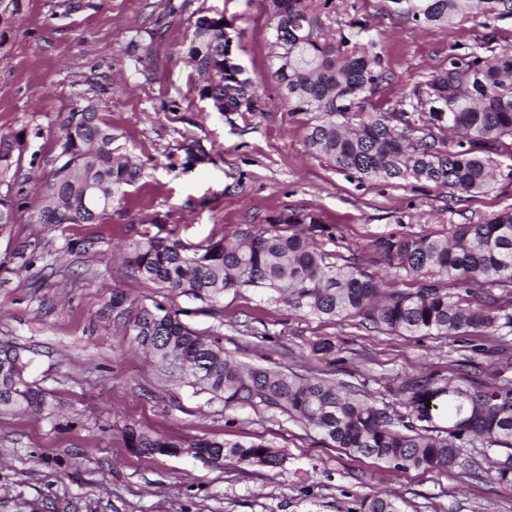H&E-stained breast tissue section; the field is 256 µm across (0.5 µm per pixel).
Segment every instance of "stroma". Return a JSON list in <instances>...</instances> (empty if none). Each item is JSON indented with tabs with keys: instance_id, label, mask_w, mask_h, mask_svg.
I'll list each match as a JSON object with an SVG mask.
<instances>
[{
	"instance_id": "35a3bbf8",
	"label": "stroma",
	"mask_w": 512,
	"mask_h": 512,
	"mask_svg": "<svg viewBox=\"0 0 512 512\" xmlns=\"http://www.w3.org/2000/svg\"><path fill=\"white\" fill-rule=\"evenodd\" d=\"M232 23V55L254 78L267 75L273 48L267 0H5L0 5V131L27 128L34 163L23 164L24 213L0 238V341L36 351L33 380L55 394L41 413L0 410V512H347L356 498L395 495L406 512H512V494L455 473L409 470L327 447L286 416L225 409L191 384L159 375L156 363L105 307L113 290L136 306L179 310L193 328L220 331L240 360L297 374L318 370L362 381L376 406L396 405L394 378L441 373L469 356L439 337L399 336L359 321L319 318L259 288L215 303L168 297L134 276L124 250L142 235L196 247L243 230L268 229L279 213L305 210L338 227L332 255L363 254L396 231L443 234L512 206V179L495 175L474 196L430 185L367 182L308 148L312 114L289 112L266 86L255 112H217L199 97L187 49L196 20ZM359 19L381 38L393 73L374 99L392 110L448 64L454 45L512 46V16L453 32L399 16L391 0H336V23ZM156 31L143 53L146 31ZM96 103L141 169L103 224L30 223L41 198L31 176L49 177L59 123ZM92 250L65 252L68 240ZM275 336L268 346L262 334ZM337 339L335 354L310 351ZM175 439L246 442L286 449L282 468H215L186 455L127 448L125 426Z\"/></svg>"
}]
</instances>
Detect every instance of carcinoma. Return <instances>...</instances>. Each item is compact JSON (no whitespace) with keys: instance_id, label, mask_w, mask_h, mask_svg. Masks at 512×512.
<instances>
[{"instance_id":"carcinoma-1","label":"carcinoma","mask_w":512,"mask_h":512,"mask_svg":"<svg viewBox=\"0 0 512 512\" xmlns=\"http://www.w3.org/2000/svg\"><path fill=\"white\" fill-rule=\"evenodd\" d=\"M395 12L425 26L453 28L459 17L512 16V0H391ZM271 38L275 65L267 75L293 113H315L307 146L338 168L372 182L444 186L450 194L485 191L500 168V147L512 139V53L476 51L448 57L443 69L385 113L373 99L391 81L381 40L358 23L330 26L335 0H274ZM229 26L214 17L196 20L188 54L202 77L199 96L219 112L258 110L256 82L229 54ZM450 131L448 145L435 131ZM59 153L45 204L30 220L46 229L61 224H101L140 176L124 159L118 137L89 104L60 124ZM28 148L24 128L0 132V236L11 234L23 208L16 189ZM271 230H246L198 250L178 240L143 235L126 259L141 278L172 296L191 294L214 302L247 286L279 294L317 317L358 319L377 330L407 336H442L468 342L475 353L512 349L500 333L512 328V207L477 223L450 224L443 235L396 232L368 249L371 268L355 258L326 261L319 242L334 243L339 229L312 211L281 213ZM288 225V231L277 225ZM404 284L399 288L386 275ZM114 320L155 353L163 374L175 362L200 372L196 383L226 409H265L321 436L350 455L374 458L396 471L446 473L461 465L474 478L512 490V380L507 361L491 380L469 359L451 377L406 374L392 390L404 411L379 408L365 384L304 377L278 366L261 367L224 351L218 332L191 328L179 311L136 308L112 291L106 303ZM33 354L0 344V409L44 411L51 392L31 379ZM127 447L148 455L188 454L205 462L283 466L285 451L260 441H192L124 431ZM482 449L499 454L489 468L468 458ZM353 512H402L397 498L362 497Z\"/></svg>"}]
</instances>
